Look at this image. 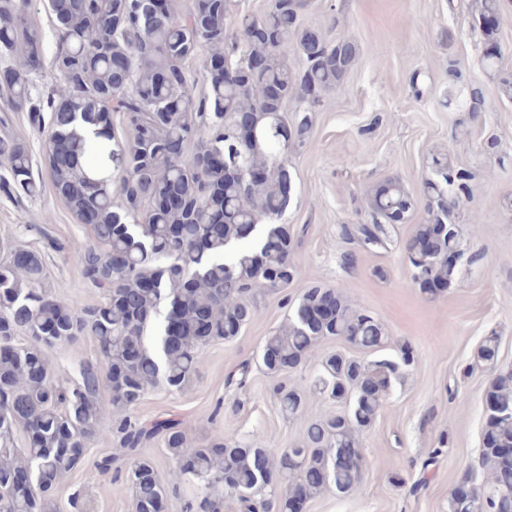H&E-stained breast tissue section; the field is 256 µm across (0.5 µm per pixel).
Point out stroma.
Listing matches in <instances>:
<instances>
[{
	"label": "stroma",
	"instance_id": "obj_1",
	"mask_svg": "<svg viewBox=\"0 0 512 512\" xmlns=\"http://www.w3.org/2000/svg\"><path fill=\"white\" fill-rule=\"evenodd\" d=\"M474 0H306L303 28L335 40L350 35L359 54L343 90L323 94L310 143L293 154L292 199L283 217L293 236L297 275L286 294L260 297L257 318L232 341H216L201 353V365L182 391L151 388L133 417L180 422L191 445L216 436L259 438L267 448H294L310 419L333 411L314 384L323 354L358 349L340 339L324 341L303 366L269 378L256 360L266 338L283 324L311 285L345 286L348 296L384 324L388 349L409 343L415 364L395 382L375 423L362 436L364 475L350 493H323L306 512H448V497L465 473L480 477L483 400L491 370L478 362L483 338H499L498 367L512 369V99L502 95L499 73L512 72V0H501L495 41L499 56L488 67L487 41L470 22ZM483 91L472 109L469 91ZM24 140L40 185L31 198L0 196V261L9 248L41 251L45 288L84 305L102 294L85 283L73 256L90 230L56 195L45 166V139L26 113L10 112L0 137ZM447 155L470 175L471 199L455 210L473 265L447 290H422L409 267L403 242L424 222L422 180L432 155ZM400 178L416 202L398 225V247L367 252L347 239L344 228L363 222L372 189ZM29 225L27 235L17 225ZM49 226L63 251L45 249L38 233ZM353 265H345L346 255ZM51 365L67 384L84 364H100L95 340L80 338L52 351ZM252 367L245 388L226 385L242 362ZM306 399L302 415L289 417L273 393L275 382ZM434 467L421 463L432 449ZM104 435L88 450L89 464L69 473L55 493L57 512H131L125 472L101 474L94 460L114 453Z\"/></svg>",
	"mask_w": 512,
	"mask_h": 512
}]
</instances>
